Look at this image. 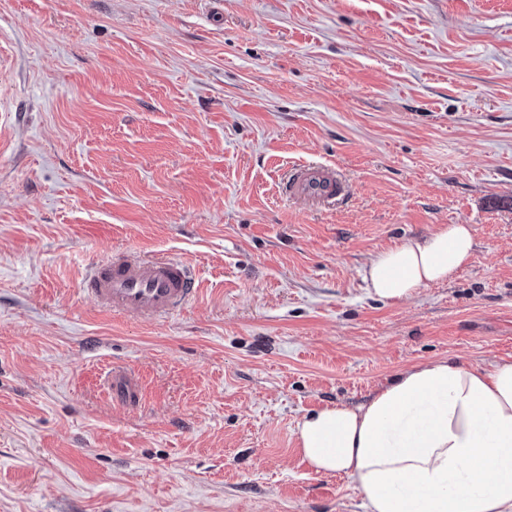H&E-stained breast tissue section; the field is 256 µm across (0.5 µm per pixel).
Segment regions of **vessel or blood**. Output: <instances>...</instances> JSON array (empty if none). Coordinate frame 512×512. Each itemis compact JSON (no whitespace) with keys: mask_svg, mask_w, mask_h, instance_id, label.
Listing matches in <instances>:
<instances>
[{"mask_svg":"<svg viewBox=\"0 0 512 512\" xmlns=\"http://www.w3.org/2000/svg\"><path fill=\"white\" fill-rule=\"evenodd\" d=\"M286 192L312 205L329 206L342 199L347 187L337 170L329 165L294 167ZM190 266L173 258H131L117 254L93 266L83 282L84 294L101 309L118 315L153 318L182 309L197 293ZM111 397L126 404L139 399L134 380L112 377Z\"/></svg>","mask_w":512,"mask_h":512,"instance_id":"vessel-or-blood-1","label":"vessel or blood"}]
</instances>
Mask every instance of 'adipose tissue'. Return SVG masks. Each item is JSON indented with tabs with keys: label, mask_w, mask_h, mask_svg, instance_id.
<instances>
[{
	"label": "adipose tissue",
	"mask_w": 512,
	"mask_h": 512,
	"mask_svg": "<svg viewBox=\"0 0 512 512\" xmlns=\"http://www.w3.org/2000/svg\"><path fill=\"white\" fill-rule=\"evenodd\" d=\"M473 254L472 225L445 224L378 253L363 280L397 303ZM297 440L315 471L359 492L363 512H512V359L417 364L361 405L306 415Z\"/></svg>",
	"instance_id": "obj_1"
}]
</instances>
